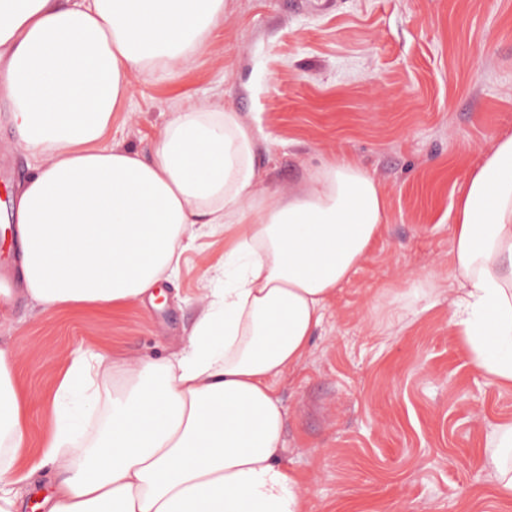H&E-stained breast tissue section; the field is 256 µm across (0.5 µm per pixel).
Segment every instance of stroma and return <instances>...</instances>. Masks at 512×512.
<instances>
[{
  "label": "stroma",
  "mask_w": 512,
  "mask_h": 512,
  "mask_svg": "<svg viewBox=\"0 0 512 512\" xmlns=\"http://www.w3.org/2000/svg\"><path fill=\"white\" fill-rule=\"evenodd\" d=\"M192 103L257 130L260 189L288 193L341 149L388 197L381 238L277 384L282 461L304 475L313 512H512L487 463L512 388L472 364L448 308L452 204L512 133V0H224L223 24L174 82L130 76L113 144L150 158L170 114ZM1 153L0 210L35 165L0 104ZM223 256L220 238L185 252L160 307L47 314L13 292L0 347L28 419L20 472L41 487L56 476L39 462L74 354L180 351Z\"/></svg>",
  "instance_id": "1"
}]
</instances>
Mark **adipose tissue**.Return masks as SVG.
<instances>
[{"label":"adipose tissue","instance_id":"1","mask_svg":"<svg viewBox=\"0 0 512 512\" xmlns=\"http://www.w3.org/2000/svg\"><path fill=\"white\" fill-rule=\"evenodd\" d=\"M224 0H0V96L37 165L14 214L25 292L43 312L153 301L182 253L223 237L207 302L180 353L129 362L75 355L54 407L112 382V414L76 452L60 415L43 465L63 474L48 512H311L281 461L278 379L387 222L379 182L337 153L294 193L259 191L255 137L237 112L189 105L151 159L113 146L131 72L166 83L189 69ZM450 226L451 321L474 366L512 387V134L471 171ZM26 418L0 350V512Z\"/></svg>","mask_w":512,"mask_h":512}]
</instances>
